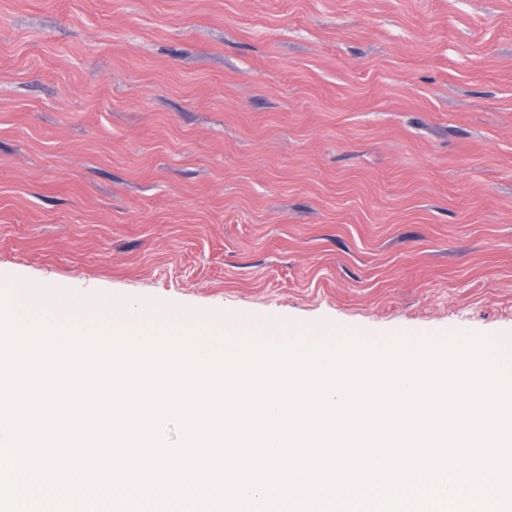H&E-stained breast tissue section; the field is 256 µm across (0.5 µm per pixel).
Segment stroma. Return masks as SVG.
<instances>
[{
    "label": "stroma",
    "mask_w": 512,
    "mask_h": 512,
    "mask_svg": "<svg viewBox=\"0 0 512 512\" xmlns=\"http://www.w3.org/2000/svg\"><path fill=\"white\" fill-rule=\"evenodd\" d=\"M512 336V0H0V290Z\"/></svg>",
    "instance_id": "1"
}]
</instances>
